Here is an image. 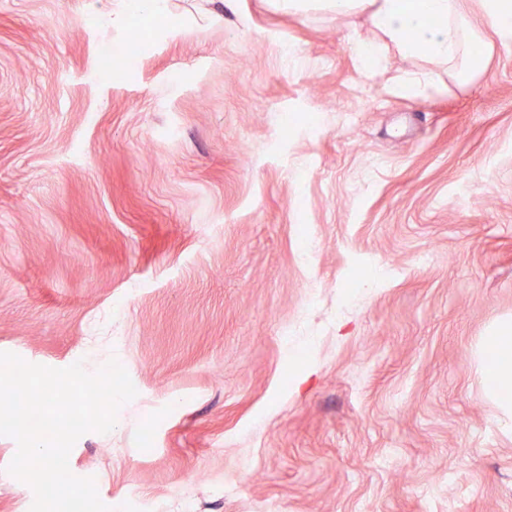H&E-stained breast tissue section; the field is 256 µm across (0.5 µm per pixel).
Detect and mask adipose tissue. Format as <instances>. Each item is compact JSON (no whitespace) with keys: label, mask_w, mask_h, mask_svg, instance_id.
I'll list each match as a JSON object with an SVG mask.
<instances>
[{"label":"adipose tissue","mask_w":512,"mask_h":512,"mask_svg":"<svg viewBox=\"0 0 512 512\" xmlns=\"http://www.w3.org/2000/svg\"><path fill=\"white\" fill-rule=\"evenodd\" d=\"M291 12L307 11L311 4L340 17L366 15L377 33L374 46L363 49L364 78L382 69L389 49L406 57L424 58L429 67L409 73L401 81L415 95L441 84L444 76L473 75L482 61L472 55L476 39L460 12L459 0H277ZM485 384L491 395L512 409V325L503 324L487 338L482 352Z\"/></svg>","instance_id":"adipose-tissue-1"}]
</instances>
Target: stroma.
<instances>
[{
  "label": "stroma",
  "instance_id": "35a3bbf8",
  "mask_svg": "<svg viewBox=\"0 0 512 512\" xmlns=\"http://www.w3.org/2000/svg\"><path fill=\"white\" fill-rule=\"evenodd\" d=\"M116 3L0 0V351L137 390L71 472L124 512H512L480 368L512 321V54L478 0L486 71L420 95L421 58L361 76V15ZM16 450L0 512L34 499Z\"/></svg>",
  "mask_w": 512,
  "mask_h": 512
}]
</instances>
